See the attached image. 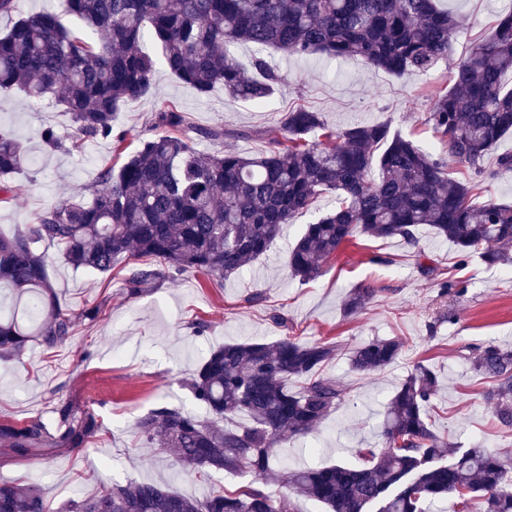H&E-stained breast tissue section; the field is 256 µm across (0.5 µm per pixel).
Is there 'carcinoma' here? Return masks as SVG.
Listing matches in <instances>:
<instances>
[{
	"instance_id": "obj_1",
	"label": "carcinoma",
	"mask_w": 512,
	"mask_h": 512,
	"mask_svg": "<svg viewBox=\"0 0 512 512\" xmlns=\"http://www.w3.org/2000/svg\"><path fill=\"white\" fill-rule=\"evenodd\" d=\"M76 17L77 34L59 16H20L0 34V90L24 102L57 96L75 135L40 132L51 150L78 151L87 142L112 141L119 155L126 134L115 132L122 105L152 89L156 65L201 98L217 88L261 102L281 82L266 50L306 58L353 57L391 75L432 70L448 56L460 21L438 0H59ZM160 56L144 50L145 38ZM254 46L251 70L233 48ZM512 13L473 43L435 100L428 121L448 157L473 172L461 182L445 158L422 150L382 124L343 131L327 127L305 107L286 112L281 136L253 156L217 150L202 155L184 134L186 117L173 107L152 118L154 137L117 169L102 168L87 203L63 199L12 237L0 235V360L18 358L38 343L54 349L71 338L73 315L63 311L47 273L44 243L75 269L111 274L135 253L149 259L130 269L127 293L138 296L172 273L196 271L224 278L264 254L295 214L328 192L336 209L307 225L288 266L302 280L323 273L327 260L358 235L400 238L413 245L430 225L453 243L463 266L477 256L489 266L512 265V203L479 200L484 163L512 133ZM30 162L22 142L0 127V202L12 199L4 178ZM376 290L350 293V313ZM395 339H371L351 355L352 369L381 370L400 356ZM337 345L290 338L230 343L213 349L184 380L206 415L160 404L135 421L149 447L182 470L273 473L279 447L314 430L343 398L322 375ZM472 371L492 385L483 392L499 424L512 428V350L496 344L473 358ZM298 379L301 385L291 387ZM438 376L416 365L387 404L383 448H358L355 463L299 468L288 473L292 496L274 497L247 484L203 499L154 483L111 484L73 502L65 512H295L291 497L327 512H426L446 500L452 512H512L504 487L512 469L485 448H450L430 414ZM55 421L0 420V452L18 459L48 458L62 448H84L100 425L94 411L58 401ZM245 414L251 423L227 427ZM0 512H47L36 484L0 487Z\"/></svg>"
}]
</instances>
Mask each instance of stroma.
<instances>
[{
	"mask_svg": "<svg viewBox=\"0 0 512 512\" xmlns=\"http://www.w3.org/2000/svg\"><path fill=\"white\" fill-rule=\"evenodd\" d=\"M441 2L462 18L463 26L449 58L431 71L397 77L356 59L288 58L272 50L268 58L282 83L257 104L220 88L198 97L160 68L150 94L122 106L114 125L125 132L133 151L151 135L154 113L172 106L185 114L186 135L197 151L215 149L197 136V129L220 127L226 133L225 149L253 155L279 136L282 115L301 105L319 112L334 130L384 124L425 151L441 152L442 138L428 121L433 102L471 42L489 36L497 20L512 11V0ZM0 126L19 137L31 159L23 173L9 178L16 188L13 200L0 205V232L7 235L35 223L61 199H89L99 170L120 164L108 140L87 143L79 152L44 147L42 128L53 127L63 137L71 132L68 114L51 94L28 105L0 92ZM335 205V194L322 195L310 210L295 215L267 254L241 274L219 280L185 272L162 279L138 297L128 296L124 281L134 257L119 260L107 277L74 269L49 249L48 275L60 304L73 313L95 304L103 311L96 321H77L63 346L47 351L33 344L20 360L0 362V419H47L57 400L66 399L94 410L101 430L86 447L63 449L46 460L0 455V483L40 485L50 512L96 493L100 485L130 480L161 482L196 498L218 487L247 484V474L184 475L139 440L134 421L161 402L202 413L181 380L211 349L286 336L336 343L338 353L324 373L346 394L316 430L285 442L282 467L348 462L354 449L382 447V413L417 364L439 378L434 416L452 447L481 446L512 457V429L497 422L482 398L488 383L471 370L472 358L488 343L512 348V273L476 257L457 267L455 247L424 225L417 245L362 235L330 258L318 278L292 277L291 246L308 224ZM362 285L375 288L374 299L346 314L350 292ZM199 319L208 324L200 336L192 327ZM375 337L403 340L400 358L376 372H352V350Z\"/></svg>",
	"mask_w": 512,
	"mask_h": 512,
	"instance_id": "35a3bbf8",
	"label": "stroma"
}]
</instances>
